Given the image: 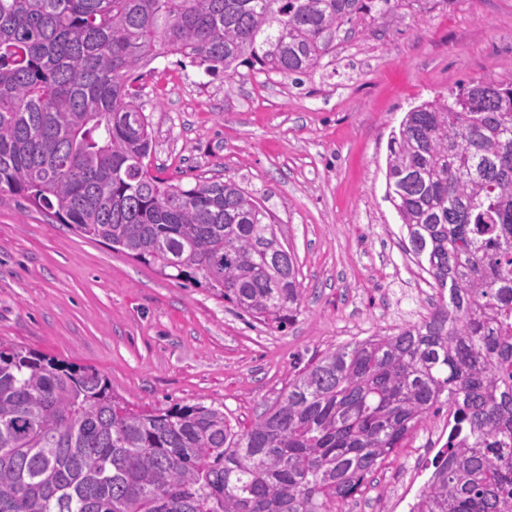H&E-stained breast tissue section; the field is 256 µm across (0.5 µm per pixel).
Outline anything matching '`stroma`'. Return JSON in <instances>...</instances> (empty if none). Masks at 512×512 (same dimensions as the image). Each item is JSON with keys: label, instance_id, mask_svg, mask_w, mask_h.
I'll list each match as a JSON object with an SVG mask.
<instances>
[{"label": "stroma", "instance_id": "stroma-1", "mask_svg": "<svg viewBox=\"0 0 512 512\" xmlns=\"http://www.w3.org/2000/svg\"><path fill=\"white\" fill-rule=\"evenodd\" d=\"M489 76L512 78V0H406L338 33L298 83L155 60L131 77L151 117L152 174L253 193L296 256L297 317L281 330L254 321L5 192L0 340L91 368L132 405L202 402L250 425L309 359L426 314L434 290L385 198L387 144L410 108ZM447 423L424 420L345 512H408Z\"/></svg>", "mask_w": 512, "mask_h": 512}]
</instances>
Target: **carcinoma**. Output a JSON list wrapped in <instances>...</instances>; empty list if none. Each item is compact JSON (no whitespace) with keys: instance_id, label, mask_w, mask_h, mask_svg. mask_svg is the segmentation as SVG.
<instances>
[{"instance_id":"cac0c4a2","label":"carcinoma","mask_w":512,"mask_h":512,"mask_svg":"<svg viewBox=\"0 0 512 512\" xmlns=\"http://www.w3.org/2000/svg\"><path fill=\"white\" fill-rule=\"evenodd\" d=\"M402 0H0V192L277 329L302 303L272 212L232 181L154 176L130 84L160 57L306 74ZM386 199L440 300L313 357L254 423L136 408L98 372L0 341V512H342L425 419L458 433L412 512L512 496V80L406 112Z\"/></svg>"}]
</instances>
